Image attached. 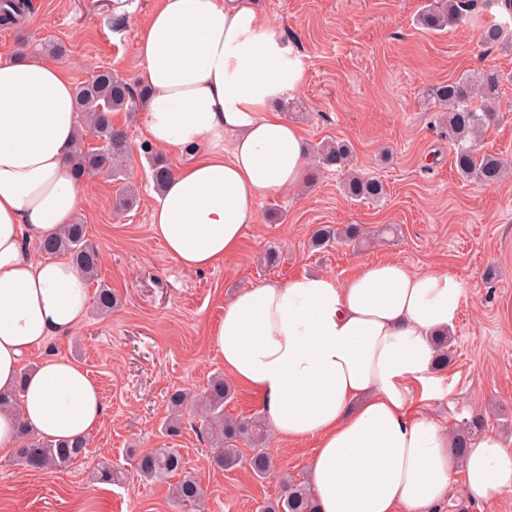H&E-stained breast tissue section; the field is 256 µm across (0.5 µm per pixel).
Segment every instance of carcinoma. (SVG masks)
<instances>
[{
	"label": "carcinoma",
	"mask_w": 512,
	"mask_h": 512,
	"mask_svg": "<svg viewBox=\"0 0 512 512\" xmlns=\"http://www.w3.org/2000/svg\"><path fill=\"white\" fill-rule=\"evenodd\" d=\"M25 0H5L0 7V23H17L18 14ZM465 4L462 0H446L430 6L420 14V23L427 29H438L448 20L462 15ZM502 77L495 69L484 71L478 79L462 77L455 81L438 83L429 89L430 98L446 113L440 115L442 128L448 135L453 149V164L458 174L467 181L482 185L498 183L507 162L495 155L478 150L480 136L493 118L491 105L498 97ZM149 90L136 81L120 77L112 70L97 71L79 90L77 110L81 116L76 148L71 163L79 180L101 173L114 180L123 176L124 163L130 156L131 145L127 131L112 121L114 112H135L146 101ZM150 162L154 188H159L172 176L167 161L148 144L141 145ZM351 147L345 141L327 140L317 149V162L323 167H336L345 172L343 191L353 200L379 201L386 195L384 184L356 172L345 171L351 163ZM368 233L360 224H345L342 227L321 225L313 232L310 245L323 248L333 241L360 245L367 241ZM46 256L66 255L87 279L98 274L100 253L86 240L83 224L67 225L55 237L39 244ZM116 301L112 289L102 285L95 294V306L101 311H110ZM230 386L222 378L211 381L208 389L199 397L201 406L199 433L210 448V464L224 471L248 464L251 472L265 477L273 469L272 457L262 448L267 436L265 420L256 416L246 420L224 415V402L231 397ZM171 414L164 424L169 436L180 432L181 416L185 408L192 405L185 390H176L169 397ZM24 443L17 449L16 461L25 467L43 469H66L86 454L88 441L54 442L42 439L26 426L19 430ZM251 445L252 455L244 457L237 448L238 439ZM135 470L147 481L165 482L175 476L180 480L170 485L174 502L193 509L201 507L202 491L198 481L187 474L184 459L177 448H153L138 455ZM283 491L263 505V512H320L309 484L285 477Z\"/></svg>",
	"instance_id": "cac0c4a2"
}]
</instances>
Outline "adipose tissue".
<instances>
[{"label":"adipose tissue","instance_id":"ef3b65f1","mask_svg":"<svg viewBox=\"0 0 512 512\" xmlns=\"http://www.w3.org/2000/svg\"><path fill=\"white\" fill-rule=\"evenodd\" d=\"M145 122L158 150L193 152L154 194L152 233L187 270L235 254L259 203L298 191L308 157L276 105L302 81L288 45L269 35L253 0H159L137 42ZM79 89L41 56L0 54V453L20 427L54 441L88 438L105 413L75 360L22 363L71 336L91 304L86 277L30 244L56 236L86 204L69 157ZM465 292L440 270L385 260L344 280L302 275L236 293L209 330L235 382L257 392L269 430L317 446L307 479L320 512H439L455 474L468 499L512 489V449L486 433L456 456L452 434L413 416L412 382L428 384L434 341L455 324Z\"/></svg>","mask_w":512,"mask_h":512}]
</instances>
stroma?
<instances>
[{
	"mask_svg": "<svg viewBox=\"0 0 512 512\" xmlns=\"http://www.w3.org/2000/svg\"><path fill=\"white\" fill-rule=\"evenodd\" d=\"M22 24L0 25V53H38L65 65L76 84L108 67L128 79L141 69L137 30L158 0H131L117 12L113 0H33ZM433 0H254L267 31L288 44L300 65L299 90L283 98L282 115L297 125L306 148L326 138L348 141L359 172L379 178L378 203L351 200L335 169L310 166L294 194L265 198L245 231L240 253L223 266L181 269L151 232L154 187L145 158L134 157L126 178L138 203L113 212L116 183L94 176L83 184L87 205L74 217L99 250L98 279L117 297L107 313L89 311L69 337L52 339L44 353L73 359L98 383L105 404L89 455L64 470L34 472L0 454V512H186L174 505L168 483L140 478L132 464L153 448L180 449L205 494L206 512H260L281 491L280 476L302 481L314 440L268 436L274 474L260 479L246 467L210 465L186 413L180 435L167 436L168 396L199 392L223 373L208 331L224 303L241 289L297 275L327 273L346 279L359 265L387 259L415 270L440 267L465 291L452 330V361L433 373L431 398L416 412L448 428L484 419V431L512 448V170L500 183L465 182L428 101L431 86L498 69L505 79L493 105L482 151L512 161V8L505 0H471L443 30L417 23ZM492 23L501 39L485 44ZM323 224H361L369 243H335L313 250L308 241ZM125 472L122 481L94 480L98 462Z\"/></svg>",
	"mask_w": 512,
	"mask_h": 512,
	"instance_id": "obj_1",
	"label": "stroma"
}]
</instances>
